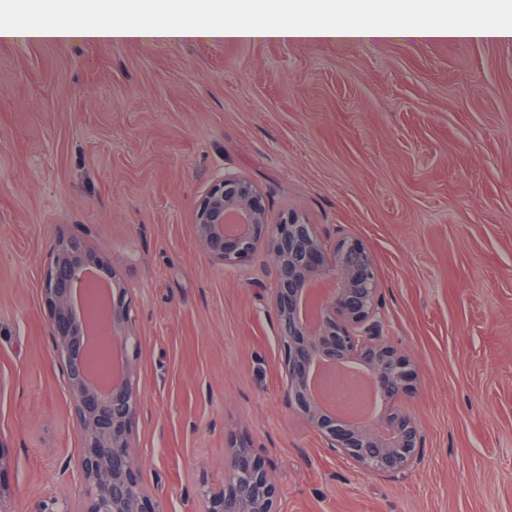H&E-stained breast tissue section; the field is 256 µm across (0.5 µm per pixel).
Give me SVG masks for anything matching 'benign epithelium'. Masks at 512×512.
<instances>
[{
  "label": "benign epithelium",
  "mask_w": 512,
  "mask_h": 512,
  "mask_svg": "<svg viewBox=\"0 0 512 512\" xmlns=\"http://www.w3.org/2000/svg\"><path fill=\"white\" fill-rule=\"evenodd\" d=\"M195 241L211 262L237 266L259 246L274 258L272 303L277 341L286 373L288 404L328 446L362 472L389 475L412 471L421 461L422 430L399 407L414 377L410 360L383 334L381 288L375 258L362 240L321 237L297 212L272 218L260 187L226 170L195 201ZM100 272L107 259L83 238L66 237L56 245L42 283L54 349L64 362L72 419L83 448L77 464L85 497L79 508L56 496L41 500L37 512H164L161 500L144 485L136 464L131 425L139 399L136 388L137 335L125 282L112 277L109 300L99 312L76 313L73 297L88 269ZM334 285L320 305L316 323L301 308L313 283ZM107 318L105 335L121 346L112 375L89 363L88 332ZM318 364H357L371 376L382 398L375 425L343 421L324 410L310 388ZM199 512H278V489L251 448L234 447L224 459V487L200 492Z\"/></svg>",
  "instance_id": "obj_1"
}]
</instances>
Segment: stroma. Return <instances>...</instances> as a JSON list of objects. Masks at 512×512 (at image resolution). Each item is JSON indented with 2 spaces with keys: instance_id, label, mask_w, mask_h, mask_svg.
Instances as JSON below:
<instances>
[{
  "instance_id": "stroma-1",
  "label": "stroma",
  "mask_w": 512,
  "mask_h": 512,
  "mask_svg": "<svg viewBox=\"0 0 512 512\" xmlns=\"http://www.w3.org/2000/svg\"><path fill=\"white\" fill-rule=\"evenodd\" d=\"M373 249L421 465L360 474L289 408L273 258L225 268L191 209L224 170ZM103 251L141 338L143 482L197 512L244 440L280 512H512V40L0 41V492L80 501L41 298L60 238Z\"/></svg>"
}]
</instances>
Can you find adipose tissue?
<instances>
[{
	"instance_id": "adipose-tissue-1",
	"label": "adipose tissue",
	"mask_w": 512,
	"mask_h": 512,
	"mask_svg": "<svg viewBox=\"0 0 512 512\" xmlns=\"http://www.w3.org/2000/svg\"><path fill=\"white\" fill-rule=\"evenodd\" d=\"M225 1L38 0L42 19L25 25L0 23V38L22 44L512 38L511 21H472L466 4L456 8L451 20L431 21L438 0H229L236 17L232 24L224 20ZM260 13L269 14V21L257 22ZM117 14L125 16V23L114 22Z\"/></svg>"
}]
</instances>
